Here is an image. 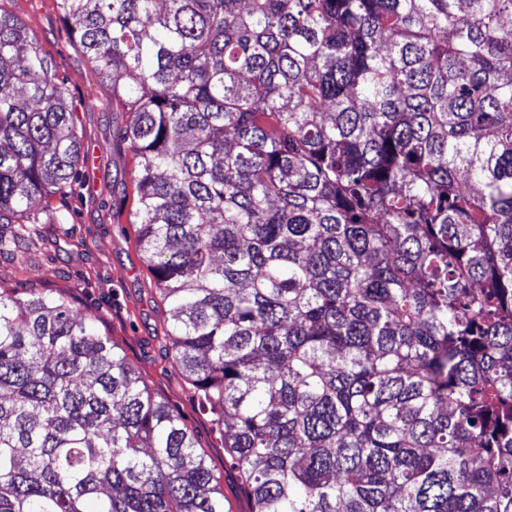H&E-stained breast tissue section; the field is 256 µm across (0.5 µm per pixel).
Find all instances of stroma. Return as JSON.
Returning <instances> with one entry per match:
<instances>
[{
	"label": "stroma",
	"instance_id": "stroma-1",
	"mask_svg": "<svg viewBox=\"0 0 512 512\" xmlns=\"http://www.w3.org/2000/svg\"><path fill=\"white\" fill-rule=\"evenodd\" d=\"M38 36L39 45L76 107L77 130L88 164L61 190L43 199L37 223L0 222V286L26 295L33 288L65 294L97 319L149 391L178 414L197 451L219 475L227 512H251L238 472L225 465L224 440L172 358L145 254L131 214L137 193L136 160L121 134L130 115L113 106L112 89L71 37L55 0H0Z\"/></svg>",
	"mask_w": 512,
	"mask_h": 512
}]
</instances>
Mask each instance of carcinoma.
Masks as SVG:
<instances>
[{
    "instance_id": "1",
    "label": "carcinoma",
    "mask_w": 512,
    "mask_h": 512,
    "mask_svg": "<svg viewBox=\"0 0 512 512\" xmlns=\"http://www.w3.org/2000/svg\"><path fill=\"white\" fill-rule=\"evenodd\" d=\"M131 113L138 243L252 512H512V0H55ZM0 7V215L78 173ZM0 512H225L65 296L0 287Z\"/></svg>"
}]
</instances>
